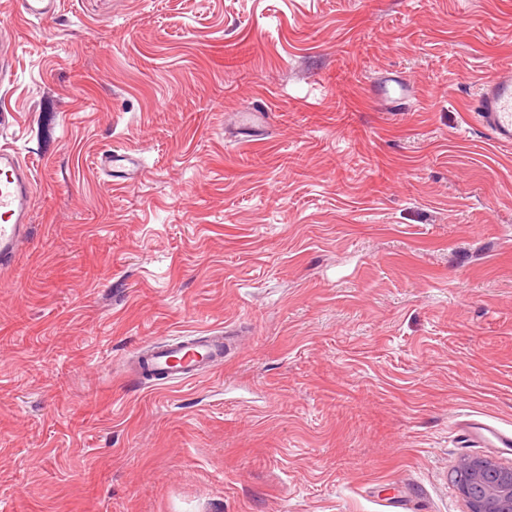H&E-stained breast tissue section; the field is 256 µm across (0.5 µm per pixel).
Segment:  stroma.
<instances>
[{
  "label": "stroma",
  "mask_w": 512,
  "mask_h": 512,
  "mask_svg": "<svg viewBox=\"0 0 512 512\" xmlns=\"http://www.w3.org/2000/svg\"><path fill=\"white\" fill-rule=\"evenodd\" d=\"M15 2L0 147L36 187L0 274V512H465L460 421L512 430V146L471 111L512 0ZM214 329L222 367L134 373ZM17 14L25 20L43 18L55 13L56 0H19ZM101 169L109 178H122L134 180L138 176V169L133 160L123 150L112 149L103 154Z\"/></svg>",
  "instance_id": "obj_1"
}]
</instances>
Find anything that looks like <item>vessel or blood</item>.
<instances>
[{
    "mask_svg": "<svg viewBox=\"0 0 512 512\" xmlns=\"http://www.w3.org/2000/svg\"><path fill=\"white\" fill-rule=\"evenodd\" d=\"M20 17L43 18L55 13L57 0H18ZM472 110L478 128L494 143L512 145V71L490 75L482 84ZM109 178L135 179L138 169L125 151L112 149L102 157ZM34 177L29 165L14 151L0 148V270L12 266L20 246L30 236ZM231 337L217 331L210 336L157 340L147 345L152 357V381L162 385L197 378L208 367L223 362L232 349ZM469 441L488 448H511L512 432L480 420L465 424Z\"/></svg>",
    "mask_w": 512,
    "mask_h": 512,
    "instance_id": "vessel-or-blood-1",
    "label": "vessel or blood"
}]
</instances>
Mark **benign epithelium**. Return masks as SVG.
I'll list each match as a JSON object with an SVG mask.
<instances>
[{"instance_id":"1","label":"benign epithelium","mask_w":512,"mask_h":512,"mask_svg":"<svg viewBox=\"0 0 512 512\" xmlns=\"http://www.w3.org/2000/svg\"><path fill=\"white\" fill-rule=\"evenodd\" d=\"M453 481L466 512H512V464L489 456H465L453 470Z\"/></svg>"}]
</instances>
